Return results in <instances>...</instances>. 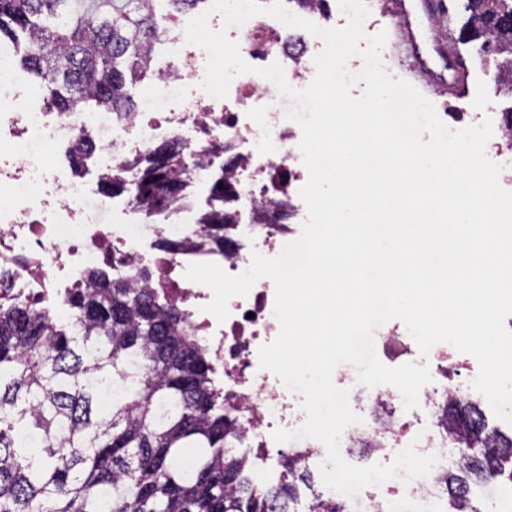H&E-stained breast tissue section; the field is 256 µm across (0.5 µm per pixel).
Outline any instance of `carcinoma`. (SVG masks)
<instances>
[{
	"label": "carcinoma",
	"mask_w": 512,
	"mask_h": 512,
	"mask_svg": "<svg viewBox=\"0 0 512 512\" xmlns=\"http://www.w3.org/2000/svg\"><path fill=\"white\" fill-rule=\"evenodd\" d=\"M203 0H0V42L57 112H134L127 85L152 80L150 50ZM465 40L490 56L512 94V0H469ZM170 144L150 149L135 182L104 178L148 206L178 200L189 171ZM200 215L224 249V189ZM67 314L0 306V512H298L294 483L260 487L224 451V402L185 316L147 288L102 270L65 302ZM448 435L466 448L447 484L448 512H479L470 483L512 478V436L487 428L476 402L450 398ZM195 448L187 459L181 449ZM307 512H336L313 495Z\"/></svg>",
	"instance_id": "obj_1"
}]
</instances>
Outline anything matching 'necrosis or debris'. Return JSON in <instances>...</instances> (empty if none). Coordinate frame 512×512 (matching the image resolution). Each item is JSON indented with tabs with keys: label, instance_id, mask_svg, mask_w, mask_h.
<instances>
[{
	"label": "necrosis or debris",
	"instance_id": "4bbe7bcc",
	"mask_svg": "<svg viewBox=\"0 0 512 512\" xmlns=\"http://www.w3.org/2000/svg\"><path fill=\"white\" fill-rule=\"evenodd\" d=\"M208 25L237 41L242 58L255 68L280 63L288 83L298 90L312 82L322 43L293 38L267 15L228 27L214 13ZM170 42L179 46V53L166 63L165 77L141 99L138 112L128 116L28 109L19 96L4 95L12 78L8 57L0 55V155L11 159L0 165V186L10 197L0 206V305L64 313L65 300L75 289L87 287V274L94 268L109 269L156 291L161 301L181 307L192 337L210 359L224 413L234 423L230 447L246 458L268 462L275 445L273 430L294 431L307 419L303 395L259 365L260 346L280 332L273 281L259 279L247 296L232 298L228 319L217 322L204 310L211 290L184 276L190 264L206 260L205 253L189 245L199 230L193 199L149 216L131 196L97 191L92 182L42 161L43 154L62 145L77 152L80 134L90 132L102 174L118 173L132 182L155 145H174L187 156L214 145L222 148L227 165L196 168L191 185L206 186L220 175L232 187L224 199V253L217 256V264L236 275L249 267L253 254L273 258L296 240L300 230L294 219L303 209L299 190L309 174L299 150L300 127L288 122L277 87L248 73L231 83L226 98L201 90L195 100H187L204 53L187 44L180 30ZM374 343L386 366L417 360L418 346L404 323L380 329ZM426 363L432 380L421 389L418 407L410 410L396 387H369L357 374H340L339 385L357 404L388 419L384 425H349L342 447L365 442L387 456L412 445L420 454L437 458L434 474L381 487L367 497L365 512H381L386 500H425L444 490L435 474L448 468V435L437 417L448 396H474L473 357L439 343L430 349Z\"/></svg>",
	"mask_w": 512,
	"mask_h": 512
}]
</instances>
